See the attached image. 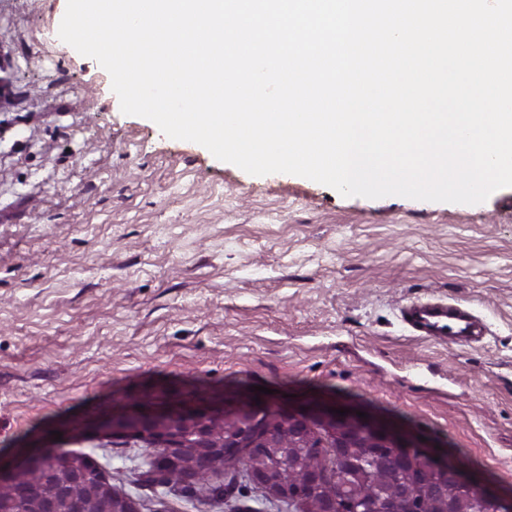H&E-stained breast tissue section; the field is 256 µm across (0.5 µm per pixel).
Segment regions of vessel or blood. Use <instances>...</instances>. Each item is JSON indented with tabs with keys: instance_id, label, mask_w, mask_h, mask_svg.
<instances>
[{
	"instance_id": "b4317fda",
	"label": "vessel or blood",
	"mask_w": 512,
	"mask_h": 512,
	"mask_svg": "<svg viewBox=\"0 0 512 512\" xmlns=\"http://www.w3.org/2000/svg\"><path fill=\"white\" fill-rule=\"evenodd\" d=\"M406 320L420 335L441 341L467 343L482 330L466 309L443 302H415L406 310Z\"/></svg>"
}]
</instances>
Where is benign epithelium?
Returning <instances> with one entry per match:
<instances>
[{
    "instance_id": "benign-epithelium-1",
    "label": "benign epithelium",
    "mask_w": 512,
    "mask_h": 512,
    "mask_svg": "<svg viewBox=\"0 0 512 512\" xmlns=\"http://www.w3.org/2000/svg\"><path fill=\"white\" fill-rule=\"evenodd\" d=\"M336 403L325 400H306L288 406H273L271 415L262 423L253 418V404L243 397L223 402H204L197 397L184 398L176 403L160 402L146 410L112 408V414L101 416L95 423V432L112 438H131L150 441L167 449L169 460L180 463L182 450L192 448L200 456L222 454L224 459L236 461L251 455L258 448H277L278 431H293L295 448H303L308 442L316 447L331 449L338 463L346 461L358 466L361 461L350 457L354 448H364L373 454L391 449L398 459V469L404 482L428 471L440 485L454 482L475 492L493 505L492 512H512V495L506 497L497 490L478 482L449 456L440 455L433 445L423 442L411 432L392 422L368 413L362 418L356 412L334 413ZM232 425L221 441H216L214 428ZM47 445L18 449L10 461L0 459V482L12 480L21 470L34 466L41 460ZM66 469L64 484H83L91 488L89 474L96 481H104L92 460L61 461ZM279 469L278 460L266 466L248 470L253 485L268 490L272 495L292 498L300 512H309L308 494L321 483V473L310 470L304 481L290 487L277 481L274 473ZM112 512H140V504L133 497L118 493L112 496Z\"/></svg>"
}]
</instances>
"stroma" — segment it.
<instances>
[{"label":"stroma","instance_id":"1","mask_svg":"<svg viewBox=\"0 0 512 512\" xmlns=\"http://www.w3.org/2000/svg\"><path fill=\"white\" fill-rule=\"evenodd\" d=\"M67 0H0V454L61 432L142 512H233L133 484L113 404L270 388L380 411L512 489V187L474 205L250 175L123 114L63 42ZM461 303L469 345L402 319Z\"/></svg>","mask_w":512,"mask_h":512}]
</instances>
